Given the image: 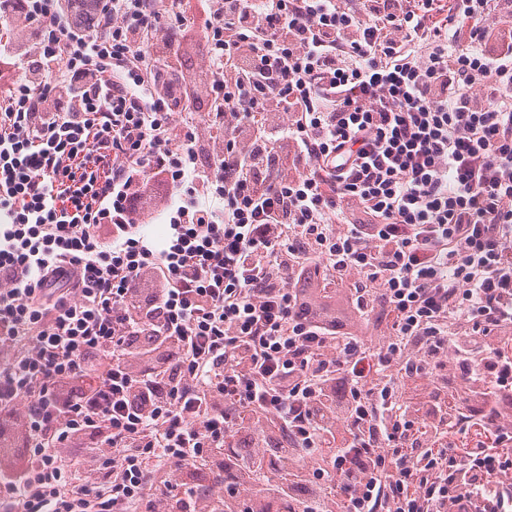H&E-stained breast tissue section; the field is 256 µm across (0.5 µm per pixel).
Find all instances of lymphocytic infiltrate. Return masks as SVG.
Masks as SVG:
<instances>
[{
	"instance_id": "obj_1",
	"label": "lymphocytic infiltrate",
	"mask_w": 512,
	"mask_h": 512,
	"mask_svg": "<svg viewBox=\"0 0 512 512\" xmlns=\"http://www.w3.org/2000/svg\"><path fill=\"white\" fill-rule=\"evenodd\" d=\"M504 15L0 0V512H512Z\"/></svg>"
}]
</instances>
